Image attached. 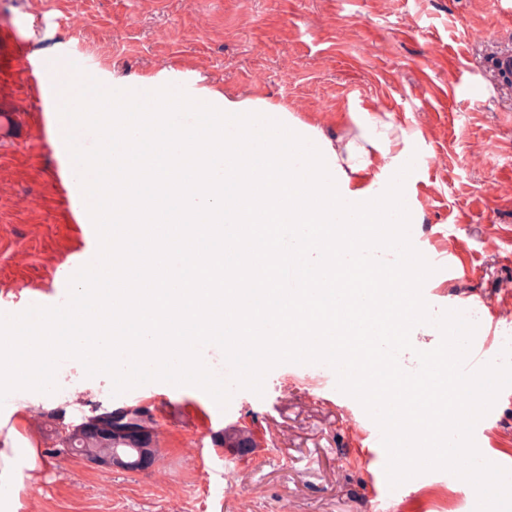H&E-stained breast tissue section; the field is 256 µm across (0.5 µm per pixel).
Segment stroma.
<instances>
[{"label":"stroma","mask_w":512,"mask_h":512,"mask_svg":"<svg viewBox=\"0 0 512 512\" xmlns=\"http://www.w3.org/2000/svg\"><path fill=\"white\" fill-rule=\"evenodd\" d=\"M33 58L75 65L133 87L167 70L291 108L329 139L375 112L409 137L405 192L421 251L457 255L425 282L440 315L468 299L482 333L512 334V85L493 66L512 55V0H0V33ZM43 130L0 148V305L31 295L64 302L67 267L99 237L71 223L79 189L62 194L59 119L48 96L0 88V113ZM27 432L49 449L26 489L27 512H473L471 484L431 471L390 487L361 404L324 364L283 363L262 393L234 390L219 406L203 390L149 382L113 395L83 365L48 369ZM146 405L155 415L152 466L131 472L53 453L92 411ZM245 427L257 446L220 444ZM483 447L512 464V394L486 422Z\"/></svg>","instance_id":"obj_1"}]
</instances>
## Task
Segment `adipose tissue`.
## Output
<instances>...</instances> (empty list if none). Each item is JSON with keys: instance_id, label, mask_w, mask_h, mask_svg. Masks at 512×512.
<instances>
[{"instance_id": "obj_1", "label": "adipose tissue", "mask_w": 512, "mask_h": 512, "mask_svg": "<svg viewBox=\"0 0 512 512\" xmlns=\"http://www.w3.org/2000/svg\"><path fill=\"white\" fill-rule=\"evenodd\" d=\"M60 80L69 93L54 98L55 112H69L74 97L108 105L105 117L92 111L87 118L98 125L95 152L112 156L113 165L89 166L84 153L78 151L67 157L69 170L91 178L96 187L97 198L88 207L95 223L106 227L121 223L125 213L139 210L146 199L153 201L155 210L173 211L176 220L183 222H193L201 213L223 216V223L214 227L211 242L189 240L185 252L174 249L170 240L157 238L159 260L170 264L179 275H210L214 266L224 265L228 256L238 255L242 246L250 243L247 235L234 244L224 241L225 225L249 219L239 206L245 195L250 197L253 209L281 212L290 224L336 225L333 252L322 262L341 272L352 265L368 276L382 272L381 266L369 262L355 264L344 247L352 225L384 219L392 226L386 241L395 246L417 222L405 198L402 176L409 156L396 150L391 123L374 113L360 114L358 134L333 141L281 104L230 97L208 87L190 96L175 94L172 79L164 72L142 80L144 99L134 109L115 94L112 84L97 77L69 72ZM186 112L198 113L202 123L212 124L217 141L200 173L204 188L195 194L186 192L179 182L188 133L174 129L173 117ZM132 131L145 146L163 148L164 154L157 163L155 180L127 194L123 184L135 161L122 141ZM258 140L265 147L255 157L251 147ZM386 159L391 160L395 175L378 189L367 183L366 176ZM36 321L38 335L7 338L9 350L0 355V390L10 392L24 380L40 378L42 369L56 357L76 360L70 344L87 333L77 308L65 304L46 307L37 314ZM25 423L23 406L0 413V512H22L27 483L38 479L46 465L44 449L25 436Z\"/></svg>"}]
</instances>
